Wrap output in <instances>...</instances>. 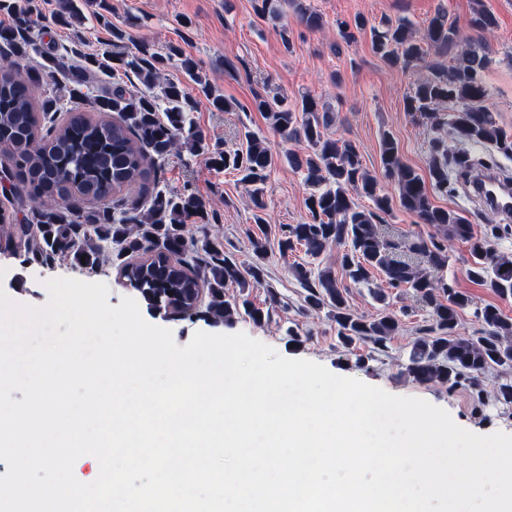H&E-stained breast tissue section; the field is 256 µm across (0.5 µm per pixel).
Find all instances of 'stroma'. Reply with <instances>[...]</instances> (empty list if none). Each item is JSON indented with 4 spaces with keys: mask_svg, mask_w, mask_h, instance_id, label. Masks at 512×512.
<instances>
[{
    "mask_svg": "<svg viewBox=\"0 0 512 512\" xmlns=\"http://www.w3.org/2000/svg\"><path fill=\"white\" fill-rule=\"evenodd\" d=\"M319 13L325 26L318 32L301 25L292 9H285L279 20L258 16L254 0H112L110 24L93 15L70 28L54 24L59 0H35L34 17L43 39L57 43L69 55H103L115 50L131 52L140 42H148L158 52L175 44L199 60L202 75L224 98L239 102L238 110L215 111L207 100H200L191 118L195 129L209 143L237 150L244 148L245 131L264 137L277 160L265 186L266 218L270 225L301 224L308 216L305 200L309 193L300 173L287 162L291 152H304V145L285 141L275 133L263 113L252 110L255 95L273 89L296 101L304 94L332 110L328 127L331 137L352 141L364 167L379 176V187L389 198H397L394 183L382 178L381 137L390 133L396 140L402 161L421 176H428L432 136L446 137V130L432 132L405 110V100L427 70L423 63L407 68L390 67L372 48L373 30L390 20L411 23L417 35H424L431 18L447 12L473 47H487L491 63L483 74L486 104L500 127L512 134V0H303ZM496 19L492 32L475 30L470 20L475 5ZM363 27H356V20ZM351 25L349 36H342L337 24ZM125 33L122 42L112 40L113 28ZM232 69H225V61ZM161 187L178 191L191 186L209 204L206 226L190 224L186 233L208 235L220 241L225 253L240 264L252 259V236L259 228L246 203V195L236 173L214 166L208 155H172L157 169ZM435 205L463 214L475 234H484L491 225L503 224L498 213L484 207L479 199L464 195H433ZM302 248L281 255L277 244H269L267 276L261 287L250 289L248 298L263 318L255 322L238 318L224 322L205 309L190 315L164 314L141 302L142 317L150 324L169 329L178 346H185L195 331L213 334L243 332L292 359H305L323 365L334 374L350 377L385 391L424 399L446 410L459 426L477 434L496 431L512 434V407L495 399L478 403L469 392L448 390L437 382L421 383L406 372L412 345L430 320V311L420 297L408 288H391L383 277L373 287L349 286L346 300L356 315L373 317L393 312L400 323L398 333L386 350L371 343L354 342L345 346L337 337V326L325 309H311L306 292L290 272V266L308 263ZM469 246L460 240L448 243V264L437 269V277L474 300L461 311L458 332L476 334L480 323L477 308L491 304L512 319V297L502 298L491 289L467 278ZM57 277L107 284L110 306L122 298H136L137 291L119 278L112 263H104L88 273L65 260L52 263L22 262L5 241L0 240V289L16 301L36 306L48 300L47 280Z\"/></svg>",
    "mask_w": 512,
    "mask_h": 512,
    "instance_id": "obj_1",
    "label": "stroma"
}]
</instances>
